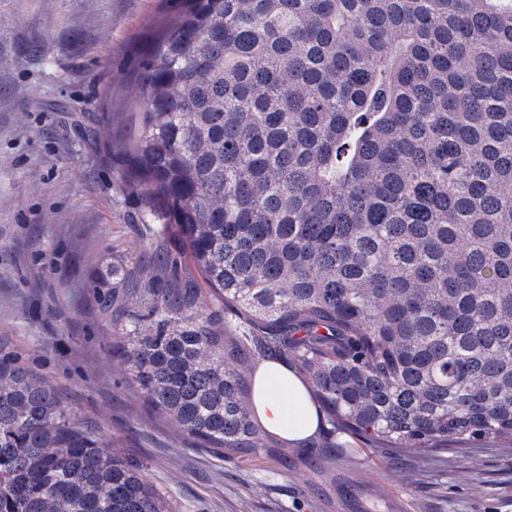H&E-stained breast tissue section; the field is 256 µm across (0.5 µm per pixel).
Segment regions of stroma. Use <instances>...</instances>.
Returning <instances> with one entry per match:
<instances>
[{
	"instance_id": "obj_1",
	"label": "stroma",
	"mask_w": 512,
	"mask_h": 512,
	"mask_svg": "<svg viewBox=\"0 0 512 512\" xmlns=\"http://www.w3.org/2000/svg\"><path fill=\"white\" fill-rule=\"evenodd\" d=\"M160 0H0V350L17 354L99 437L142 466L173 512H512L505 441L427 450L348 443L356 466L295 449L242 464L146 411L121 380L89 275L144 246L112 141L128 128L136 47Z\"/></svg>"
}]
</instances>
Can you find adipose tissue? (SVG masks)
<instances>
[{
	"instance_id": "ef3b65f1",
	"label": "adipose tissue",
	"mask_w": 512,
	"mask_h": 512,
	"mask_svg": "<svg viewBox=\"0 0 512 512\" xmlns=\"http://www.w3.org/2000/svg\"><path fill=\"white\" fill-rule=\"evenodd\" d=\"M254 410L262 427L298 446L318 426L307 383L286 363H263L254 384Z\"/></svg>"
}]
</instances>
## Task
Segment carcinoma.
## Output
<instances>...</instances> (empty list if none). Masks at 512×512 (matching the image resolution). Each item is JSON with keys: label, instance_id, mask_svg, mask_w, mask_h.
<instances>
[{"label": "carcinoma", "instance_id": "carcinoma-1", "mask_svg": "<svg viewBox=\"0 0 512 512\" xmlns=\"http://www.w3.org/2000/svg\"><path fill=\"white\" fill-rule=\"evenodd\" d=\"M121 189L145 245L90 282L152 412L228 461L287 360L336 437L463 452L512 439V0H162ZM0 512H170L0 355Z\"/></svg>", "mask_w": 512, "mask_h": 512}]
</instances>
